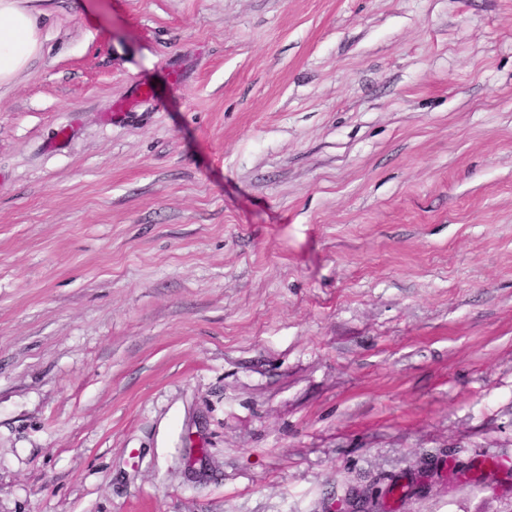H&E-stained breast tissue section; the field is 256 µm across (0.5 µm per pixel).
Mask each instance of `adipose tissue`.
<instances>
[{
    "mask_svg": "<svg viewBox=\"0 0 512 512\" xmlns=\"http://www.w3.org/2000/svg\"><path fill=\"white\" fill-rule=\"evenodd\" d=\"M40 47L35 13L18 0H0V88L28 67Z\"/></svg>",
    "mask_w": 512,
    "mask_h": 512,
    "instance_id": "1",
    "label": "adipose tissue"
}]
</instances>
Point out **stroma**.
I'll use <instances>...</instances> for the list:
<instances>
[{
  "mask_svg": "<svg viewBox=\"0 0 512 512\" xmlns=\"http://www.w3.org/2000/svg\"><path fill=\"white\" fill-rule=\"evenodd\" d=\"M30 6L0 512H512V0Z\"/></svg>",
  "mask_w": 512,
  "mask_h": 512,
  "instance_id": "stroma-1",
  "label": "stroma"
}]
</instances>
